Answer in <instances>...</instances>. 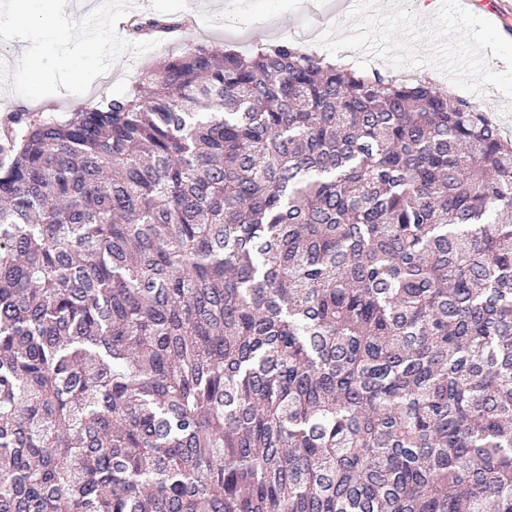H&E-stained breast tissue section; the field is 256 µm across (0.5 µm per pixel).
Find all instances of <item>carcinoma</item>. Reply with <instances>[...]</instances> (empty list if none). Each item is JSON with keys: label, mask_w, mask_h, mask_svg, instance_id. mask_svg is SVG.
<instances>
[{"label": "carcinoma", "mask_w": 512, "mask_h": 512, "mask_svg": "<svg viewBox=\"0 0 512 512\" xmlns=\"http://www.w3.org/2000/svg\"><path fill=\"white\" fill-rule=\"evenodd\" d=\"M0 512H512V141L286 41L14 113Z\"/></svg>", "instance_id": "carcinoma-1"}]
</instances>
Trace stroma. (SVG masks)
<instances>
[{
    "instance_id": "1",
    "label": "stroma",
    "mask_w": 512,
    "mask_h": 512,
    "mask_svg": "<svg viewBox=\"0 0 512 512\" xmlns=\"http://www.w3.org/2000/svg\"><path fill=\"white\" fill-rule=\"evenodd\" d=\"M138 14L160 19L192 18L195 28L182 35L159 37L152 51L137 58L123 56L111 69L109 79H95L88 91L81 95L56 94L39 100H26L0 85V122L16 111L43 112L67 117L82 108L130 93L146 84L153 64L168 55H178L188 47L207 44L250 51L254 45L289 40L302 49L324 53L316 41V34L347 33L349 14L343 11L342 0H138ZM375 68L386 75L410 77L425 72L444 92L465 99L477 106L494 122L504 137L512 139V100L506 99L496 88L485 94L460 89L433 66L418 69L415 66L394 68L388 63L376 62Z\"/></svg>"
}]
</instances>
